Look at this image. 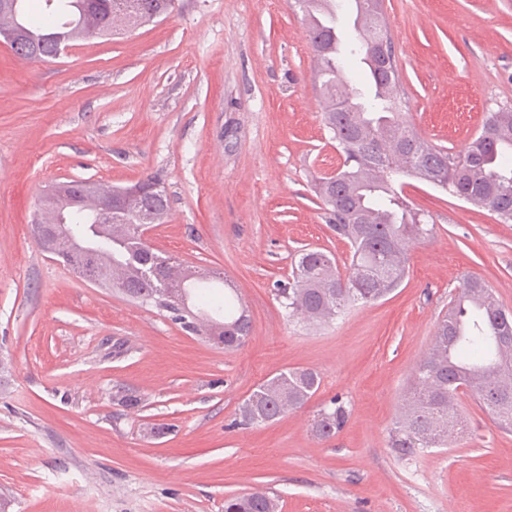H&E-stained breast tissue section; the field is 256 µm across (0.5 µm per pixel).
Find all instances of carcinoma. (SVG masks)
Returning a JSON list of instances; mask_svg holds the SVG:
<instances>
[{
  "label": "carcinoma",
  "mask_w": 512,
  "mask_h": 512,
  "mask_svg": "<svg viewBox=\"0 0 512 512\" xmlns=\"http://www.w3.org/2000/svg\"><path fill=\"white\" fill-rule=\"evenodd\" d=\"M45 16L33 22L25 0H0V37L29 60L54 57L66 28L74 42L112 33V29L150 23L168 14L172 0H44ZM305 12L317 62L316 78L323 93L322 119L333 133L342 162L336 173L315 184L336 236L350 244V269L341 276L336 259L316 249L303 252L292 282L277 288L288 316L327 323L356 303L379 301L398 288L406 275L411 243L434 236L435 225L409 208L400 176H413L512 221V107L488 113L468 145L453 155L422 138L402 110L403 89L382 0H354V35L341 56L336 32V0H298ZM356 60L365 72L364 86L351 92L349 74ZM127 187L76 182L72 189H55L41 196L42 221L65 218L69 234L57 233L43 249L72 266L80 275H98L101 283L126 289V296L166 309L172 293L191 301L172 309L169 317L187 331L215 336L227 350L245 345L251 335L246 311L235 305L238 295L224 289L217 318L194 304L196 290L214 283L210 278L165 256L133 231L140 216L150 214L162 224L168 216L167 196L126 195ZM122 197L120 212L108 221L99 202ZM94 245L90 255L74 252L70 235ZM490 288L471 276L458 287L448 314L437 324L433 341L417 363L403 406L389 432V447L402 457L427 448L456 443L459 392H470L492 416L495 426L512 432V319L497 298L486 304ZM320 385L310 368L283 370L253 391L238 408L234 425L255 426L278 420L302 408ZM350 410L335 397L314 419L317 436L327 439L346 425ZM224 512H278L267 493L224 499Z\"/></svg>",
  "instance_id": "cac0c4a2"
}]
</instances>
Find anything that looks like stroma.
<instances>
[{"instance_id":"stroma-1","label":"stroma","mask_w":512,"mask_h":512,"mask_svg":"<svg viewBox=\"0 0 512 512\" xmlns=\"http://www.w3.org/2000/svg\"><path fill=\"white\" fill-rule=\"evenodd\" d=\"M407 118L461 151L512 106V0H383ZM307 22L295 0H174L168 16L82 41L48 61L0 42V496L9 512H224L233 494L280 512H512V433L470 394L450 448L398 460L389 430L413 368L460 283L480 277L512 311V223L408 179L433 239L408 249L403 284L314 326L276 295L302 249L339 272L315 178L341 160L322 121ZM159 180L161 253L220 272L252 331L240 349L94 286L34 235L52 185ZM292 368L320 386L298 411L236 427L239 405ZM141 403L126 408L123 393ZM350 416L312 431L333 397ZM277 500L268 493H250L224 499V512H277Z\"/></svg>"}]
</instances>
